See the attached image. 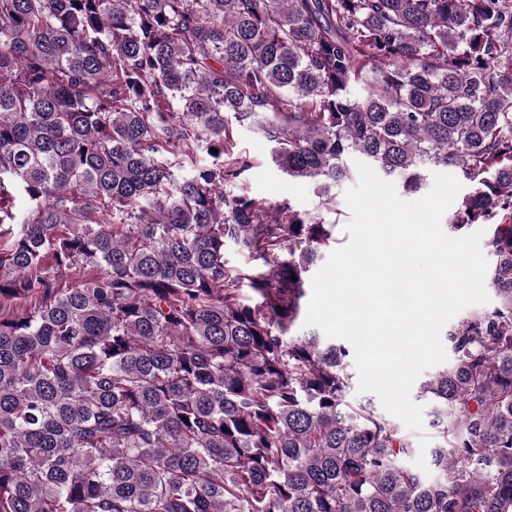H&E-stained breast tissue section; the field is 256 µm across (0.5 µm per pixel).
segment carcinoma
<instances>
[{
	"label": "carcinoma",
	"instance_id": "carcinoma-1",
	"mask_svg": "<svg viewBox=\"0 0 512 512\" xmlns=\"http://www.w3.org/2000/svg\"><path fill=\"white\" fill-rule=\"evenodd\" d=\"M244 127L325 201L356 159L470 186L497 302L421 387L436 476L294 335L333 238L233 189ZM5 236L0 512H512V0H0Z\"/></svg>",
	"mask_w": 512,
	"mask_h": 512
}]
</instances>
